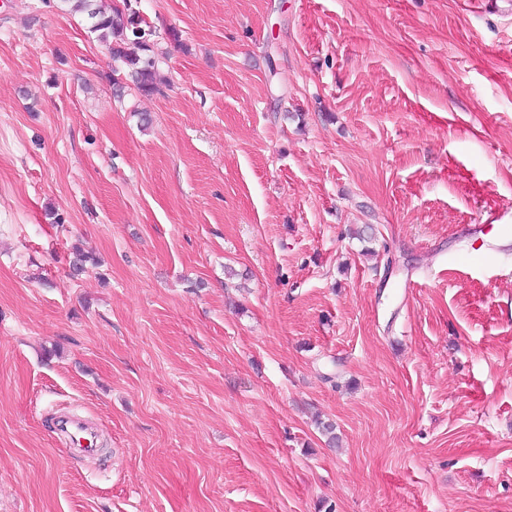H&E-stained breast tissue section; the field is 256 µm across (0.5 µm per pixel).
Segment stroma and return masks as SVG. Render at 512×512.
<instances>
[{"label":"stroma","instance_id":"obj_1","mask_svg":"<svg viewBox=\"0 0 512 512\" xmlns=\"http://www.w3.org/2000/svg\"><path fill=\"white\" fill-rule=\"evenodd\" d=\"M132 5L0 0V512H512V0ZM60 9L70 15H81L89 24V31L108 46L112 59L120 62L126 76L136 89L144 94L160 91L157 81L158 54L151 40V26L131 5L121 0L122 6L110 9L99 0H59ZM57 431L70 441L72 448L80 451L93 449L95 434L84 420L72 416L61 417L57 424Z\"/></svg>","mask_w":512,"mask_h":512}]
</instances>
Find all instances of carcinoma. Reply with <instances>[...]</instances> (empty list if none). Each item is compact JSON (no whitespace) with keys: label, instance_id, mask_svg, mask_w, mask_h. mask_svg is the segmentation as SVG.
I'll return each mask as SVG.
<instances>
[{"label":"carcinoma","instance_id":"cac0c4a2","mask_svg":"<svg viewBox=\"0 0 512 512\" xmlns=\"http://www.w3.org/2000/svg\"><path fill=\"white\" fill-rule=\"evenodd\" d=\"M60 9L70 15H81L89 31L108 46L112 59L122 64L126 76L144 94L160 91L157 81L158 57L151 40V26L131 5V0L109 9L99 0H59Z\"/></svg>","mask_w":512,"mask_h":512}]
</instances>
